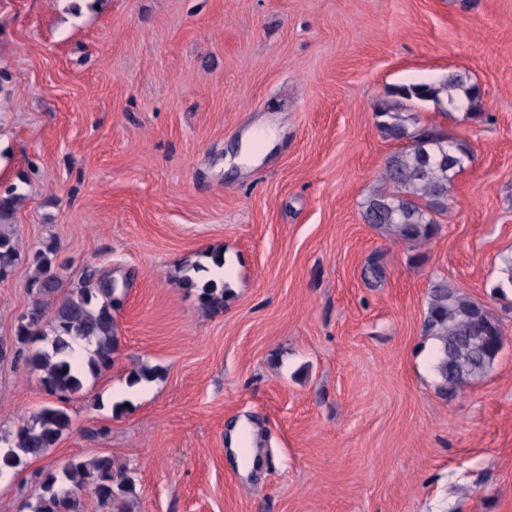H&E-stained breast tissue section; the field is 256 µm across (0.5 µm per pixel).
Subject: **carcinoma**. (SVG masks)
I'll return each mask as SVG.
<instances>
[{"mask_svg":"<svg viewBox=\"0 0 512 512\" xmlns=\"http://www.w3.org/2000/svg\"><path fill=\"white\" fill-rule=\"evenodd\" d=\"M462 92L469 102L466 116L482 117L478 88L467 77L453 74L440 83L397 85L381 101L375 117L380 133L407 145L387 159L381 173L383 187L363 205L365 221L393 239L420 247L440 231L437 216L448 211V197L456 176L471 157L464 141L448 142L433 125L420 123L411 109L424 102L455 104ZM17 196L0 197V227L12 223ZM55 243L43 244L28 257L32 267L29 292L31 308L20 318L12 345L0 343V358L11 351L40 376L43 387L67 400L83 388V377L110 369L119 352L115 311L122 297L112 280L90 273L71 282L57 261ZM21 255L11 235L0 231V279L8 276ZM181 283L200 290L203 304L224 309L227 288L208 280L198 284L185 275ZM425 325L436 340L435 370L438 390L446 394L484 376L503 346L499 318L482 303L462 294L441 278L429 290ZM157 369L141 364L129 372L128 385L150 382ZM71 428V417L62 408L45 407L16 432L0 431V474L9 473L53 448ZM89 494L104 512H135L137 484L133 471L103 455L90 460H70L47 472L41 493L24 504L29 512H80L81 498Z\"/></svg>","mask_w":512,"mask_h":512,"instance_id":"obj_1","label":"carcinoma"}]
</instances>
